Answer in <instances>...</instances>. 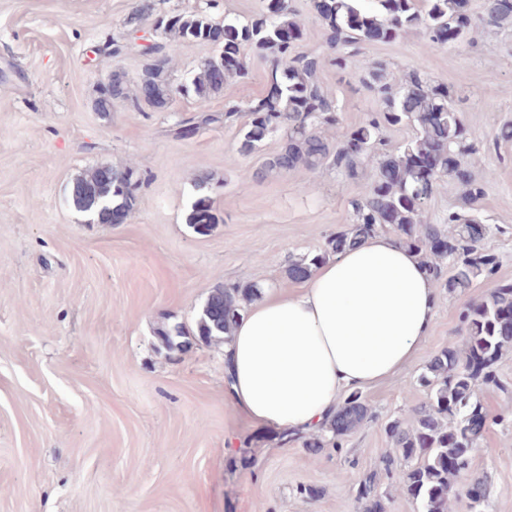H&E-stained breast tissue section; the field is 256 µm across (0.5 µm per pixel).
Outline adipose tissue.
Here are the masks:
<instances>
[{
    "label": "adipose tissue",
    "instance_id": "adipose-tissue-1",
    "mask_svg": "<svg viewBox=\"0 0 512 512\" xmlns=\"http://www.w3.org/2000/svg\"><path fill=\"white\" fill-rule=\"evenodd\" d=\"M434 282L396 236H371L269 294L224 348L233 407L255 427L319 430L343 396L409 367L434 326Z\"/></svg>",
    "mask_w": 512,
    "mask_h": 512
}]
</instances>
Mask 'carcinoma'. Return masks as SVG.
Listing matches in <instances>:
<instances>
[{
  "label": "carcinoma",
  "mask_w": 512,
  "mask_h": 512,
  "mask_svg": "<svg viewBox=\"0 0 512 512\" xmlns=\"http://www.w3.org/2000/svg\"><path fill=\"white\" fill-rule=\"evenodd\" d=\"M311 7L321 22L324 54L294 52L302 24L287 0H269L264 11L246 21L226 14L218 23L202 11L164 16L157 30L185 41L207 43L217 28L224 30L217 54L201 60L181 87L196 99L199 113L178 125L176 137L189 138L202 125L237 124L242 133L239 153L248 156L271 133H281L278 151L252 173L259 180L300 167L313 172L328 165L344 179L355 181L365 163L376 164L367 191L350 200V223L328 239L323 251L290 263L287 275L292 280L308 278L320 264L386 230L419 254L437 286L450 294H462L475 282L494 276L499 258L482 247L491 227L473 214V204L485 195L488 173L464 162L485 147L470 137L454 91L420 68L394 71L376 61L359 78L374 107L362 121L348 125L321 74L327 65L346 73L366 45L413 32L444 48L450 33L464 41L480 26L512 28V5L486 0L481 16L473 13L470 0H424L420 6L416 0H311ZM156 12V0H139L125 26L137 29ZM163 49L158 41L144 46L142 55L154 62L143 70L133 94L125 76L112 73V89L100 100L99 109L107 111L117 99L131 101L137 111L143 102L167 106L173 89ZM250 53L270 64L267 94L244 107L230 101L222 113L209 111L211 97L223 93L229 81L248 76ZM396 126H411L415 134L393 147L387 131ZM444 179L459 188V204L435 224L428 217V206ZM140 182L130 167L114 166L112 178L106 179L97 165L72 181L69 199L92 221L109 224L113 213L126 216L132 211ZM213 186L214 179L206 174L194 180L197 198L187 223L202 235L217 223L210 203ZM258 291L255 284L215 286L200 309L196 329L169 324L160 333L163 344L169 351H181L189 345L185 341L189 336L206 343L229 341L246 313L245 305ZM461 322L462 345L442 349L418 378L430 390L429 402L417 411L413 426L404 427L397 420L387 425L392 451L382 457L380 469L365 474L356 485L363 512H383L378 493L381 477L392 474L399 460L407 463L401 488L421 503L422 512H451L454 491L469 499L472 507L486 498V481L472 476L471 452L488 425L481 386H501L495 365L512 350V280H499L487 295L468 302ZM368 418L362 395L347 396L325 426L333 447L342 448L344 439Z\"/></svg>",
  "instance_id": "1"
}]
</instances>
